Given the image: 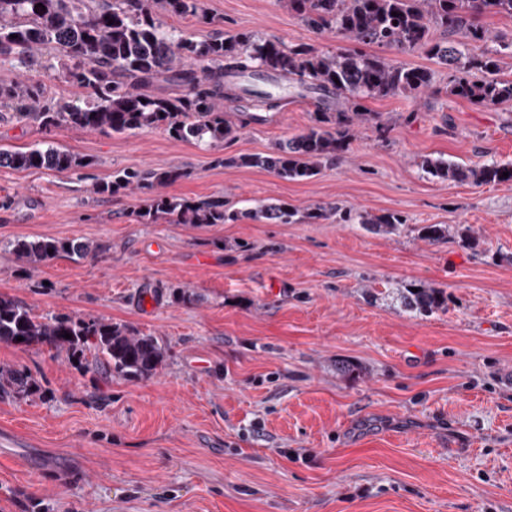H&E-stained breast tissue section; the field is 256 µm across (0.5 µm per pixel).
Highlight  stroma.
Masks as SVG:
<instances>
[{
	"mask_svg": "<svg viewBox=\"0 0 512 512\" xmlns=\"http://www.w3.org/2000/svg\"><path fill=\"white\" fill-rule=\"evenodd\" d=\"M205 17L158 12L163 27L204 41L251 31L332 51L277 0H203ZM431 88L367 101L390 130L355 128L346 162L285 181L217 155L261 154L311 123V99L256 113L214 150L165 129L125 134L0 122V148L45 143L82 159L63 171L0 167V294L39 320L106 318L166 349L146 379L74 367L46 346L0 343V368L38 392L0 397V512H512V185L440 182L420 166L512 164V103L479 107L448 94V71L422 55ZM50 50L20 70L56 100L86 93L58 79ZM178 168L166 194L222 197L228 224H145L149 190L96 194L126 171ZM331 209L317 224L249 218L257 201ZM394 212L376 234L341 213ZM426 224L447 238L421 240ZM80 238L97 254L30 267L22 238ZM48 289H41V282ZM444 289L446 311L403 313L407 283ZM191 299L176 301L174 291ZM353 364L352 375L336 370Z\"/></svg>",
	"mask_w": 512,
	"mask_h": 512,
	"instance_id": "35a3bbf8",
	"label": "stroma"
}]
</instances>
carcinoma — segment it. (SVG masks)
<instances>
[{"label": "carcinoma", "mask_w": 512, "mask_h": 512, "mask_svg": "<svg viewBox=\"0 0 512 512\" xmlns=\"http://www.w3.org/2000/svg\"><path fill=\"white\" fill-rule=\"evenodd\" d=\"M174 15H198L202 0H160ZM280 5L318 34L330 32L361 46H377L400 54L421 53L448 69V94L483 107L512 102V76L501 77V63L512 59V41L493 35L482 23L489 16L512 17V0H279ZM113 22H108V19ZM54 48L72 65L62 71L66 82L89 92L90 100L56 102L40 84L16 76H0V107L48 131L63 126L124 134L164 128L173 138H190L216 148L235 140L245 120L234 122L216 110L215 101L250 94L275 107L280 94L241 88V77H281L303 97L314 95L315 112L306 130L280 141L267 154H241L216 159L226 167H258L286 181H303L345 160L354 126L373 123L378 136L388 127L364 101L417 95L433 83L432 70L398 64L385 56L339 47L320 51L307 44L288 45L278 38L250 32L205 41L164 32L150 0H0V57L22 63L35 53ZM184 88L172 96L148 92L157 81ZM345 110L333 109L339 97ZM82 164L50 144L24 151L0 149V167L63 172ZM422 169L436 180L477 185L512 184V164L470 167L441 156H426ZM508 176H503V173ZM185 173L159 169L127 171L110 183L94 185L96 194L120 189L151 188L177 182ZM254 219L274 224H315L327 218L324 208L300 210L284 202L261 203ZM147 222L226 224L238 215L221 198L194 200L159 193L138 212ZM376 233L390 234L404 223L396 213L359 215ZM448 235L444 224H426L419 238L438 241ZM100 246L78 238L22 239L15 254L34 266L62 254L85 257ZM418 291L413 292L411 288ZM401 307L427 316L445 308L444 290L418 284L398 292ZM71 334L67 339L64 334ZM23 341H17V337ZM0 343L47 345L80 360L85 352L112 376L148 378L165 358L153 336H140L110 319L60 316L39 321L23 302L0 294ZM31 376L0 369V395L24 398L37 389Z\"/></svg>", "instance_id": "obj_1"}]
</instances>
